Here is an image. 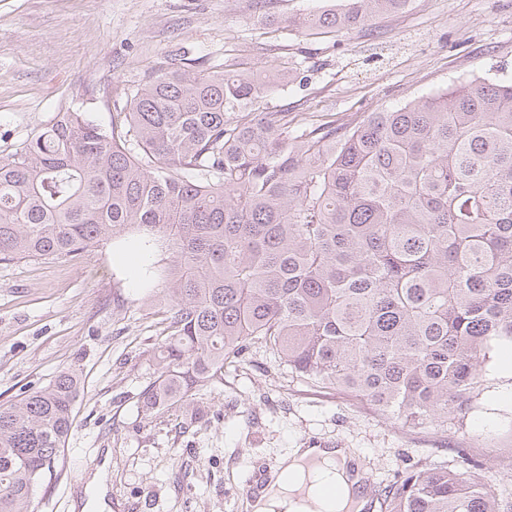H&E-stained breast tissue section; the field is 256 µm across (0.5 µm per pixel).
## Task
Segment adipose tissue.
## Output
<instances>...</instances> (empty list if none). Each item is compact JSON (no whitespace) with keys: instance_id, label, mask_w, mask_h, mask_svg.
<instances>
[{"instance_id":"obj_1","label":"adipose tissue","mask_w":512,"mask_h":512,"mask_svg":"<svg viewBox=\"0 0 512 512\" xmlns=\"http://www.w3.org/2000/svg\"><path fill=\"white\" fill-rule=\"evenodd\" d=\"M344 449L299 448L285 457L263 492L252 503V512H309L308 502L320 487H334L325 512H347L352 484L346 470Z\"/></svg>"}]
</instances>
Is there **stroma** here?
<instances>
[{"instance_id":"stroma-1","label":"stroma","mask_w":512,"mask_h":512,"mask_svg":"<svg viewBox=\"0 0 512 512\" xmlns=\"http://www.w3.org/2000/svg\"><path fill=\"white\" fill-rule=\"evenodd\" d=\"M326 0H0V155L56 113L83 104L102 126L174 55L210 64H290L301 80L268 97L315 120L348 123L473 78L512 80V0H410L369 29L312 37L288 17ZM280 19L265 36L262 14ZM174 257L123 231L76 258L0 261V403L79 369L73 428L35 486L34 512H237L255 471L294 448L351 449L386 491L431 465L481 477L512 502V374L484 368V391L461 424L411 430L392 415L300 381L254 345L197 406L146 415L159 315L147 299ZM105 497L83 496L93 472Z\"/></svg>"}]
</instances>
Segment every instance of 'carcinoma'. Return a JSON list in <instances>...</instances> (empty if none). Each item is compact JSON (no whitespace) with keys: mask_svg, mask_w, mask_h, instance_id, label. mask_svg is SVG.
<instances>
[{"mask_svg":"<svg viewBox=\"0 0 512 512\" xmlns=\"http://www.w3.org/2000/svg\"><path fill=\"white\" fill-rule=\"evenodd\" d=\"M409 0H342L288 20L348 32ZM301 64L161 65L112 115L59 112L0 155V261L74 257L127 228L174 255L150 415L224 380L258 344L291 373L410 428H454L512 341V81L474 79L355 123L265 98ZM80 375L0 403V512L32 492L72 431ZM387 512H507L486 484L431 466Z\"/></svg>","mask_w":512,"mask_h":512,"instance_id":"carcinoma-1","label":"carcinoma"}]
</instances>
